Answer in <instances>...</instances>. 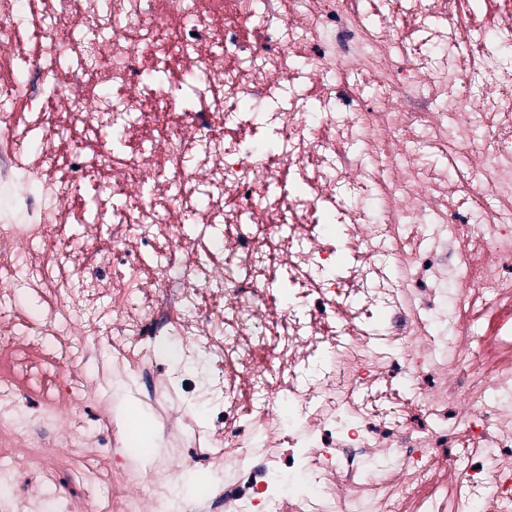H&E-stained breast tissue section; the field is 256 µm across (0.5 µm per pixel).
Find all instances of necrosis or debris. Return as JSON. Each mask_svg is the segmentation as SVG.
<instances>
[{"instance_id": "necrosis-or-debris-1", "label": "necrosis or debris", "mask_w": 512, "mask_h": 512, "mask_svg": "<svg viewBox=\"0 0 512 512\" xmlns=\"http://www.w3.org/2000/svg\"><path fill=\"white\" fill-rule=\"evenodd\" d=\"M258 1L276 46L247 34ZM284 5L0 0L11 512H168L169 461L143 493L97 463L81 400L103 358L127 362L170 461L209 466L180 512H279L272 448L307 485L299 512H512V361L493 359L512 344V0L493 22L485 0H382L379 31L361 0ZM170 336L202 373H157ZM184 389L222 450L173 406Z\"/></svg>"}]
</instances>
